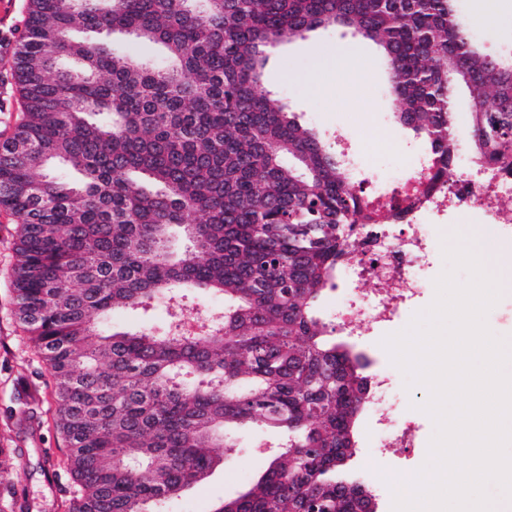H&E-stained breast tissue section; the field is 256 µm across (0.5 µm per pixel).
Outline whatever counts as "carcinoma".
I'll return each mask as SVG.
<instances>
[{"mask_svg": "<svg viewBox=\"0 0 512 512\" xmlns=\"http://www.w3.org/2000/svg\"><path fill=\"white\" fill-rule=\"evenodd\" d=\"M332 24L377 46L431 180L455 162L462 89L475 157L512 170V63L481 51L456 0H29L0 209L18 225L14 317L50 373L68 447L67 512H165L248 424L277 429L278 451L217 512H363L369 489L339 472L371 361L329 338L315 305L357 225L414 200L371 206L349 162L258 90L267 47ZM81 31L158 45L164 61ZM55 164L78 177L55 176ZM177 231L188 241L178 255ZM188 288L224 298L200 333L109 321L115 308L162 303L177 309L173 326ZM19 388L12 417L29 424L40 399ZM21 457L0 448V512L29 510Z\"/></svg>", "mask_w": 512, "mask_h": 512, "instance_id": "cac0c4a2", "label": "carcinoma"}]
</instances>
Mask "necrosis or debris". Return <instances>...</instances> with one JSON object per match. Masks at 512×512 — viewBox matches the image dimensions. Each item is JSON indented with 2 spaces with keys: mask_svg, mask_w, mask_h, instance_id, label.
<instances>
[{
  "mask_svg": "<svg viewBox=\"0 0 512 512\" xmlns=\"http://www.w3.org/2000/svg\"><path fill=\"white\" fill-rule=\"evenodd\" d=\"M507 195H512V175L481 167L452 182L441 180L421 193L399 225H368L341 260L349 288L348 302L339 312L342 331L352 336L362 322H391L407 301L427 288L431 246L425 225L473 212L483 236L497 242L501 235L499 202ZM372 386L380 447L414 446V432L398 408L399 396L389 373L374 374Z\"/></svg>",
  "mask_w": 512,
  "mask_h": 512,
  "instance_id": "4bbe7bcc",
  "label": "necrosis or debris"
}]
</instances>
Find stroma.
Wrapping results in <instances>:
<instances>
[{
  "label": "stroma",
  "instance_id": "obj_1",
  "mask_svg": "<svg viewBox=\"0 0 512 512\" xmlns=\"http://www.w3.org/2000/svg\"><path fill=\"white\" fill-rule=\"evenodd\" d=\"M504 2L492 19L484 16L482 0H458L456 4L483 51L497 58L512 56V0ZM27 4L28 0H0V35L9 40L8 48L0 50V142L13 135L23 111L13 62L26 31ZM261 88L280 92L302 123L317 128L336 152L345 155L355 180H384L395 175L401 164L421 159L424 153L423 142L396 122L377 52L354 29L319 28L301 40L270 48ZM16 238L14 218L0 210V446L23 451L22 485L30 512H65L70 483L49 477L67 453L57 427L52 378L13 316L11 270ZM434 297V288H425L391 323L370 326L360 336L336 328L337 312L347 301L344 283L326 290L316 310L333 327L337 342L366 353L376 372L392 366L382 339L407 327ZM20 378L37 388L41 397L27 428L5 417ZM395 386L404 416L417 428L415 446L397 451L378 447L373 414L367 410L359 418L356 448L345 467L347 476L369 487L377 512H392L389 479H409L425 464L434 432L431 418L419 409L428 398L427 389L406 388L400 372L395 375ZM230 440L231 447L217 449L218 463L212 474L170 502L168 512H216L224 500L238 496L256 480L279 442L276 433L256 425L237 430Z\"/></svg>",
  "mask_w": 512,
  "mask_h": 512
}]
</instances>
